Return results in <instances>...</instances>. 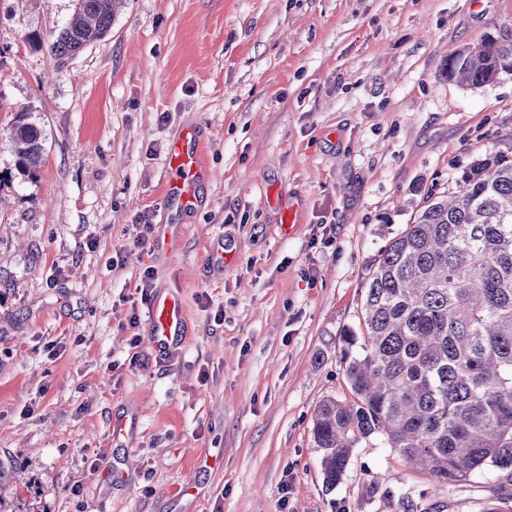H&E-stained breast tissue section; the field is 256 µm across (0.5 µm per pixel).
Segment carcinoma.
<instances>
[{
	"instance_id": "cac0c4a2",
	"label": "carcinoma",
	"mask_w": 512,
	"mask_h": 512,
	"mask_svg": "<svg viewBox=\"0 0 512 512\" xmlns=\"http://www.w3.org/2000/svg\"><path fill=\"white\" fill-rule=\"evenodd\" d=\"M125 0H77L48 49L58 60L106 37ZM512 73V44L462 46L446 76L463 87ZM14 165L34 177L41 128L20 113ZM366 336L345 337L352 398L329 397L311 434L324 482L345 475L353 448L381 436L406 465L439 484L474 472L512 476V155L471 162L451 193L429 188L410 224L370 264ZM358 350H353L355 344Z\"/></svg>"
}]
</instances>
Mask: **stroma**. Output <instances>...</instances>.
I'll return each mask as SVG.
<instances>
[{"label": "stroma", "instance_id": "stroma-1", "mask_svg": "<svg viewBox=\"0 0 512 512\" xmlns=\"http://www.w3.org/2000/svg\"><path fill=\"white\" fill-rule=\"evenodd\" d=\"M75 3L0 0V512L512 510L503 473L441 485L378 437L326 487L310 432L351 396L340 356L372 260L428 187L512 149V74L444 71L450 49L512 42V0H125L61 62L47 44ZM20 113L45 137L33 179L13 166ZM191 125L202 202L172 259L139 257ZM221 233L224 272L206 265ZM148 264L188 317L164 359L128 323Z\"/></svg>", "mask_w": 512, "mask_h": 512}]
</instances>
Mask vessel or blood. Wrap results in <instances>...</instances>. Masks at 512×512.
Instances as JSON below:
<instances>
[{
	"label": "vessel or blood",
	"instance_id": "obj_1",
	"mask_svg": "<svg viewBox=\"0 0 512 512\" xmlns=\"http://www.w3.org/2000/svg\"><path fill=\"white\" fill-rule=\"evenodd\" d=\"M204 172L203 142L195 129H187L184 135L173 138L168 147L165 207L172 218L154 228L156 248L164 257H172L180 248L183 226L175 216L196 208ZM145 321L147 334L157 351L165 352L183 343L187 320L179 292L172 288L156 292L146 308Z\"/></svg>",
	"mask_w": 512,
	"mask_h": 512
}]
</instances>
